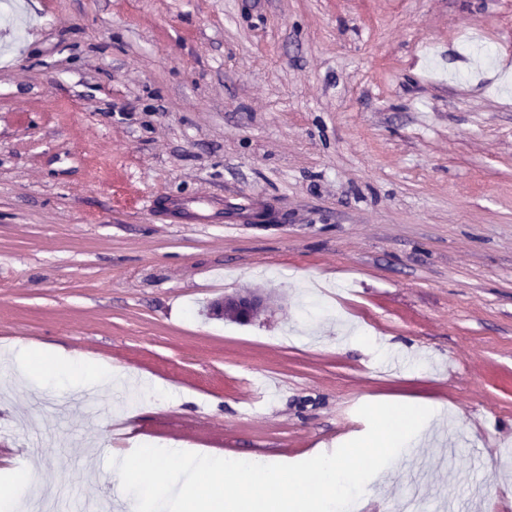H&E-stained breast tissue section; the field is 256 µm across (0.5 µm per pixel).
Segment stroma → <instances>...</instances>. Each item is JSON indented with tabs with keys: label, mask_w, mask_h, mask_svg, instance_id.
Masks as SVG:
<instances>
[{
	"label": "stroma",
	"mask_w": 512,
	"mask_h": 512,
	"mask_svg": "<svg viewBox=\"0 0 512 512\" xmlns=\"http://www.w3.org/2000/svg\"><path fill=\"white\" fill-rule=\"evenodd\" d=\"M14 2L0 489L84 512L115 452L298 463L385 402L442 421L362 502L512 512V0ZM264 299L253 293L227 296L213 305V311L220 316L238 317L239 320H251L263 307Z\"/></svg>",
	"instance_id": "1"
}]
</instances>
